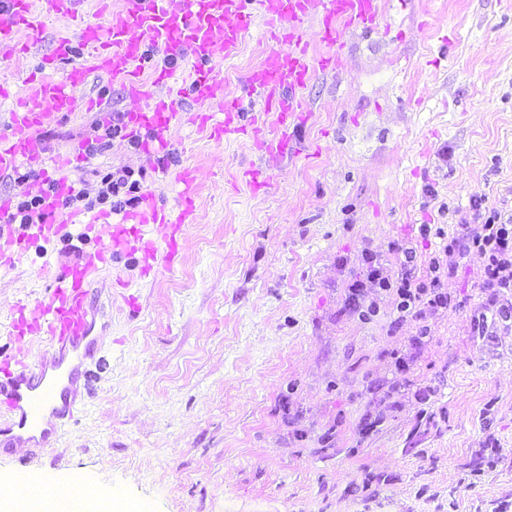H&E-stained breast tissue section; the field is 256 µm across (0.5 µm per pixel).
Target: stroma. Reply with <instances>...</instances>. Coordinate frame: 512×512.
<instances>
[{
    "label": "stroma",
    "mask_w": 512,
    "mask_h": 512,
    "mask_svg": "<svg viewBox=\"0 0 512 512\" xmlns=\"http://www.w3.org/2000/svg\"><path fill=\"white\" fill-rule=\"evenodd\" d=\"M41 43L0 54V113L52 55L63 20L47 0ZM377 29L345 32L340 65L315 71L310 115L289 152L259 155L240 134L214 140L176 104L167 171L108 135L136 111L131 88L93 77L71 115L45 128L47 153L95 146L68 177L94 217L100 175L131 172L162 206L180 168L195 171L196 221L175 266H122L93 285L101 359L75 423L52 447L0 454V483L28 474L52 490L89 489L112 512H493L512 501V293L488 304L479 254L441 269L446 307L429 332L399 320L368 284L367 257L430 275L449 237L473 223V197L512 214V0H378ZM261 24L216 60L221 94L273 50ZM272 186L254 190L245 172ZM88 246L41 243L0 269V344L17 304L44 298L46 268ZM366 284L375 315L350 301ZM431 391L420 403L417 389ZM482 469L477 486L466 472Z\"/></svg>",
    "instance_id": "stroma-1"
}]
</instances>
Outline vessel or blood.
<instances>
[{"label":"vessel or blood","instance_id":"b4317fda","mask_svg":"<svg viewBox=\"0 0 512 512\" xmlns=\"http://www.w3.org/2000/svg\"><path fill=\"white\" fill-rule=\"evenodd\" d=\"M80 3L52 0L54 14L76 19L77 26L58 38L54 55L42 59L30 77L27 96L0 116V177L22 166H37L46 184L41 195L45 218L37 224L8 223L13 202L0 197L1 269L13 267L38 243L69 240L61 218L62 200L71 192L66 172L72 161L85 156L86 147L79 143L45 159L38 152V138L46 125L72 112L73 92L90 74H104L122 86L138 84L143 105L128 115L120 133L151 150L158 162H166L173 151L169 131L176 117L173 99L158 89L188 63L194 68L189 87L194 101L219 104L217 119L206 114L198 118L211 138L248 134L257 151L281 152L289 141L264 137L267 117L275 116L284 131L304 124L307 115L300 91L314 69L336 68L346 27L371 31L378 25L377 0H119L105 25L79 18ZM30 4L31 0H0V53L26 51L42 40L46 23L34 17ZM313 13L321 18L322 39L329 47L315 64L299 33L303 20ZM257 17L264 19L276 47L245 79L247 86L266 92L263 108L251 112L244 97L218 99V76L211 63L231 56ZM62 62L67 69L59 78L55 72ZM148 68L153 76L147 80L143 72ZM178 183L176 213H167L148 192L122 223L102 214L82 225L92 254L51 272L47 295L20 308L13 323L17 335L44 340L47 349L32 364L0 346V447L41 449L81 413L78 391L91 386L90 363L98 350L92 284L104 268L121 262L143 275L156 259L174 262L178 236L195 221L196 184L190 168H182Z\"/></svg>","mask_w":512,"mask_h":512}]
</instances>
